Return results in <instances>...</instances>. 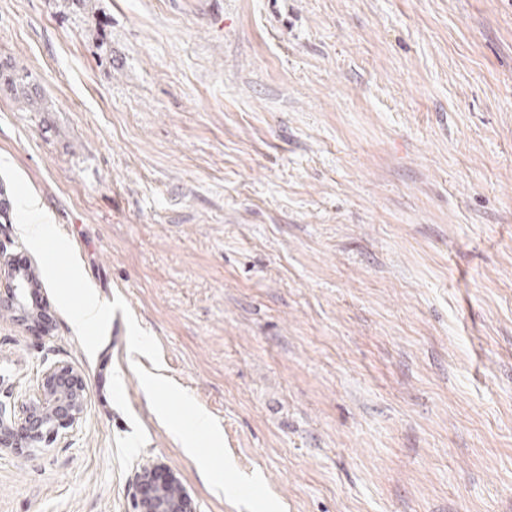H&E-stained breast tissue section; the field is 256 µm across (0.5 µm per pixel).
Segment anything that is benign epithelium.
<instances>
[{"mask_svg":"<svg viewBox=\"0 0 512 512\" xmlns=\"http://www.w3.org/2000/svg\"><path fill=\"white\" fill-rule=\"evenodd\" d=\"M0 276L9 280L10 288L0 296V306L15 312L21 322L29 321L22 295L16 283L11 256L0 246ZM22 385L11 383L0 387V449L24 454L56 439L62 430L79 425L84 409L85 385L79 373L65 363L45 370L37 391L25 402L18 403ZM152 472L139 474L140 512H196L193 501L177 480L155 485Z\"/></svg>","mask_w":512,"mask_h":512,"instance_id":"obj_1","label":"benign epithelium"}]
</instances>
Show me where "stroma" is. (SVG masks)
<instances>
[{
	"mask_svg": "<svg viewBox=\"0 0 512 512\" xmlns=\"http://www.w3.org/2000/svg\"><path fill=\"white\" fill-rule=\"evenodd\" d=\"M94 4L108 68L61 0H0L52 105L0 97V246L46 310L0 312V381L86 385L0 452V512H133L152 468L197 512H512V0ZM199 407L220 488L161 417ZM24 211L40 216V220L31 224H23V231L26 237L34 242L41 243L45 236L51 232L52 224L47 223V218L42 214L37 198L28 196L22 203ZM77 302L71 314L73 329L84 334L91 327L100 324L105 315V307L92 288L78 286Z\"/></svg>",
	"mask_w": 512,
	"mask_h": 512,
	"instance_id": "obj_1",
	"label": "stroma"
}]
</instances>
